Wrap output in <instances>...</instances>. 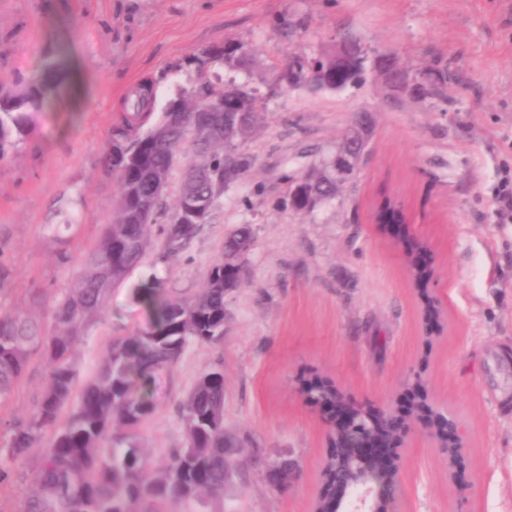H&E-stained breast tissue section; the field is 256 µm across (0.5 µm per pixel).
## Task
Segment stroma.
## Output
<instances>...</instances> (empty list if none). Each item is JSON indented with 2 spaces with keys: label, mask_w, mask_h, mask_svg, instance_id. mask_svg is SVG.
Here are the masks:
<instances>
[{
  "label": "stroma",
  "mask_w": 512,
  "mask_h": 512,
  "mask_svg": "<svg viewBox=\"0 0 512 512\" xmlns=\"http://www.w3.org/2000/svg\"><path fill=\"white\" fill-rule=\"evenodd\" d=\"M345 38L395 52L413 75L446 66L445 99L396 96L373 74L340 94L275 85L289 57ZM237 39L253 58L237 79L266 100L249 144L255 163L184 255L166 268L144 262L132 278L155 273L189 295L236 225H252L255 246L244 286L226 299L223 345L191 348L158 380L159 410L141 430L151 464L182 446L176 404L219 359L226 423L269 462L295 463L284 490L260 470L235 481L224 512H311L327 442L297 378L314 371L382 406L418 374L429 402L459 419L465 468L453 480L447 459L414 431L397 512H512V223L493 206L512 171V0H0V86L26 87L47 59L84 76L82 88L66 84L33 114L29 136L0 160V310H25L37 291L35 314L48 321L76 258L110 223L117 184L102 161L131 89L158 80L164 107L196 78L189 56ZM362 113L373 134L355 179L311 215L281 210L284 173L334 155ZM386 197L428 248L427 287L373 219ZM69 222L73 259L64 262L47 227ZM145 320L127 287L116 288L78 352L80 379L97 372L112 337ZM47 383L33 357L0 427L30 412Z\"/></svg>",
  "instance_id": "1"
}]
</instances>
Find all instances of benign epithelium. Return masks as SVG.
<instances>
[{
	"label": "benign epithelium",
	"instance_id": "1",
	"mask_svg": "<svg viewBox=\"0 0 512 512\" xmlns=\"http://www.w3.org/2000/svg\"><path fill=\"white\" fill-rule=\"evenodd\" d=\"M375 60L392 89L420 84L418 79L396 74L390 57L377 55ZM359 162L360 153L353 144L337 148L338 170L355 172ZM334 409L339 417L326 422L330 442L327 455L345 460L346 465L322 481V494L335 500L333 512H395L402 486L403 448L409 434L418 428L448 459V469L456 467L463 457L461 429L455 420L421 417L398 399L374 406L339 388Z\"/></svg>",
	"mask_w": 512,
	"mask_h": 512
}]
</instances>
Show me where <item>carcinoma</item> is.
<instances>
[{
	"instance_id": "carcinoma-1",
	"label": "carcinoma",
	"mask_w": 512,
	"mask_h": 512,
	"mask_svg": "<svg viewBox=\"0 0 512 512\" xmlns=\"http://www.w3.org/2000/svg\"><path fill=\"white\" fill-rule=\"evenodd\" d=\"M246 43L229 40L192 55L196 82L153 115L155 101L137 94L130 111L113 129L105 157L118 190L112 222L103 226L96 245L77 262L78 272L50 309V326L18 313H0V406L22 381L34 356L43 358L49 381L34 410L8 426L0 447V485L9 477L4 462L37 460L33 490L22 512H178L183 504L200 508L224 500V449L245 448L247 438L224 422V369L220 362L202 371L177 406L185 442L169 450L163 463L149 466L140 430L158 410L157 376L171 370L193 345L224 343L226 297L243 283L246 255L255 242L250 224L224 237L219 256L194 294L178 295L157 277L129 285L130 297L148 319L122 336L112 337L95 376L79 383L76 353L86 330L107 310L112 291L127 283L148 253L154 264L179 257L209 223L224 193L241 181L253 156L254 137L265 99L247 83L210 78L211 69H246ZM325 71L314 82L302 74ZM278 82L292 90L341 93L366 82L368 67L348 62L325 68V57L299 54L292 70L280 69ZM61 79L59 61L48 59L19 92L0 89V158L29 130L32 114L52 103ZM417 90L399 96H443L448 70L420 75ZM223 96L231 109L250 111V122L232 134L224 113L194 107ZM194 154L193 172L184 175L178 198L168 206L156 184L168 181L180 154ZM294 193L280 206L310 215L336 197L344 181L336 179L335 160L327 159L302 174H287ZM58 254L70 260L71 224L48 225ZM419 243H409V272L426 283L431 271L417 263Z\"/></svg>"
}]
</instances>
